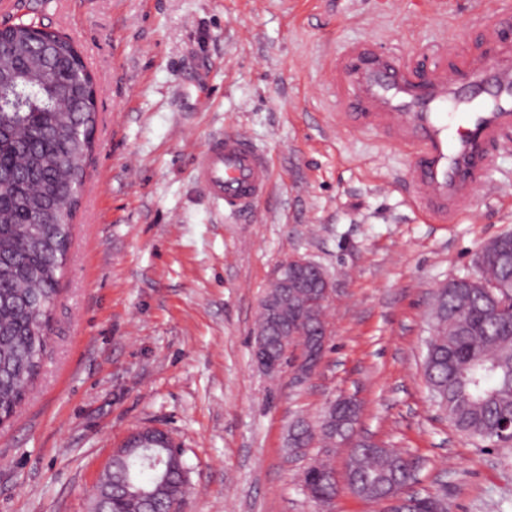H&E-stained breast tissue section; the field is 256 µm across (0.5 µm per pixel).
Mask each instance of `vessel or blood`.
Listing matches in <instances>:
<instances>
[{
  "instance_id": "obj_1",
  "label": "vessel or blood",
  "mask_w": 512,
  "mask_h": 512,
  "mask_svg": "<svg viewBox=\"0 0 512 512\" xmlns=\"http://www.w3.org/2000/svg\"><path fill=\"white\" fill-rule=\"evenodd\" d=\"M512 22L486 12L482 40L494 44L498 64L456 53L454 64L417 70L367 44L350 45L330 67L336 120L384 133L409 158L405 177L411 205L423 219L456 223L469 214L493 160L512 130ZM196 175L214 203L233 211L252 207L266 192V157L241 133L210 141L198 154Z\"/></svg>"
}]
</instances>
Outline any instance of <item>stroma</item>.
I'll use <instances>...</instances> for the list:
<instances>
[{
  "label": "stroma",
  "mask_w": 512,
  "mask_h": 512,
  "mask_svg": "<svg viewBox=\"0 0 512 512\" xmlns=\"http://www.w3.org/2000/svg\"><path fill=\"white\" fill-rule=\"evenodd\" d=\"M512 0H0L75 42L98 89L94 150L39 375L0 424V512H90L100 472L136 429L187 464L183 512H382L344 489L323 505L291 460L296 418L355 398L357 432L414 461L411 493L448 512H512V447L482 450L422 374L433 293L512 231V132L471 215L432 224L409 204L404 152L336 123L329 64L369 41L431 67L485 53L481 12ZM239 131L271 182L249 214L216 206L194 157ZM302 256L334 284L316 371L262 373L260 299Z\"/></svg>",
  "instance_id": "stroma-1"
}]
</instances>
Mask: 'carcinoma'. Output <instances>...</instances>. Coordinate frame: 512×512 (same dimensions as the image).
<instances>
[{
  "instance_id": "cac0c4a2",
  "label": "carcinoma",
  "mask_w": 512,
  "mask_h": 512,
  "mask_svg": "<svg viewBox=\"0 0 512 512\" xmlns=\"http://www.w3.org/2000/svg\"><path fill=\"white\" fill-rule=\"evenodd\" d=\"M35 18H19L0 31V413L9 416L26 396L47 347L50 315L60 292L59 274L68 260L70 218L78 204L75 186L84 178L92 142L96 107L74 106L92 82L69 38L38 29ZM50 42L45 59L37 43ZM488 255L473 260V273L456 276L438 289L436 334L427 347L424 376L431 398L448 422L479 443L512 444L501 424L512 419V233L486 245ZM288 292V309L305 316L316 306L310 288H282L276 282L266 295ZM268 356L283 354V340L312 348L322 339L318 317L307 335L284 337L288 322L259 323ZM358 418V407H327L322 439L344 441ZM314 440L304 419L288 427V448H307ZM171 440L161 439L152 452L155 463L133 453L112 461V489L104 512H178L181 496L156 497L165 484L185 485V466L168 467ZM413 478V462L404 453L361 448L350 457L346 476L360 497L381 502L391 486ZM152 493L146 500L128 495L127 482ZM301 486L329 503L336 497L331 466L317 460L301 474Z\"/></svg>"
}]
</instances>
